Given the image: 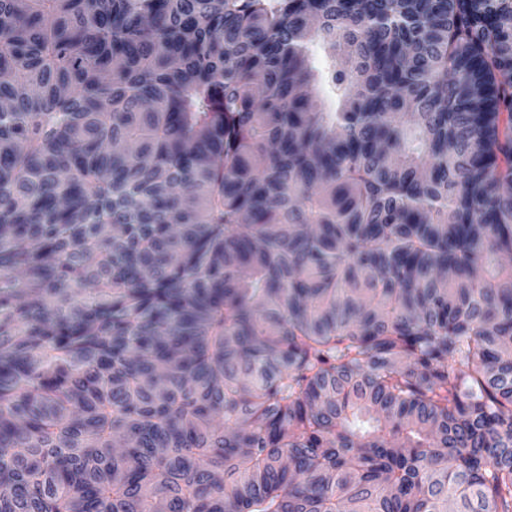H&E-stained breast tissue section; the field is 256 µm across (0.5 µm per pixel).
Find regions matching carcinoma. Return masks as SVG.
Segmentation results:
<instances>
[{"label":"carcinoma","instance_id":"1","mask_svg":"<svg viewBox=\"0 0 512 512\" xmlns=\"http://www.w3.org/2000/svg\"><path fill=\"white\" fill-rule=\"evenodd\" d=\"M506 256L512 0H0V512H512Z\"/></svg>","mask_w":512,"mask_h":512}]
</instances>
